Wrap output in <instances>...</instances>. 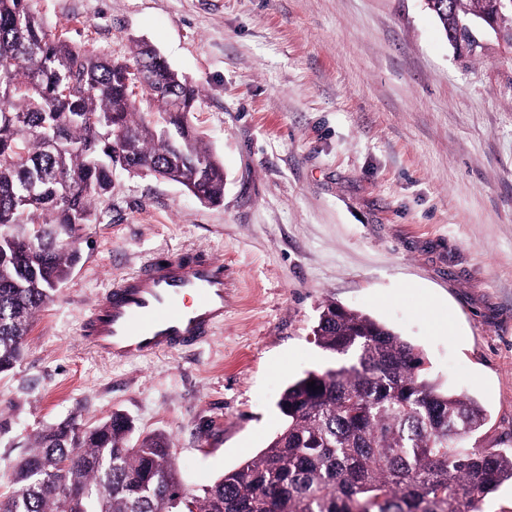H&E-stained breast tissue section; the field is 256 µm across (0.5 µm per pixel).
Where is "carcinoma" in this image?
I'll use <instances>...</instances> for the list:
<instances>
[{
  "label": "carcinoma",
  "mask_w": 512,
  "mask_h": 512,
  "mask_svg": "<svg viewBox=\"0 0 512 512\" xmlns=\"http://www.w3.org/2000/svg\"><path fill=\"white\" fill-rule=\"evenodd\" d=\"M502 2L426 0L457 50L460 23L483 17H501L512 43ZM136 82L157 112L136 110ZM199 95L149 49L136 47L129 62L89 53L30 0H0V373L18 362L34 315L80 261L59 240L97 221L115 166L222 201L223 166L188 123ZM114 123L127 140L119 153ZM313 336L347 362L290 383L280 432L202 494L182 491L167 436L131 446L133 422L114 412L90 427L43 428L13 465L0 512H481L488 494L512 482V452L466 444L484 426V408L442 388L395 330L329 301ZM60 471L81 491L64 505L53 481Z\"/></svg>",
  "instance_id": "carcinoma-1"
}]
</instances>
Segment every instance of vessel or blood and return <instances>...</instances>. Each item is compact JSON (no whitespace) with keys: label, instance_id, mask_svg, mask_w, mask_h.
Returning a JSON list of instances; mask_svg holds the SVG:
<instances>
[{"label":"vessel or blood","instance_id":"obj_1","mask_svg":"<svg viewBox=\"0 0 512 512\" xmlns=\"http://www.w3.org/2000/svg\"><path fill=\"white\" fill-rule=\"evenodd\" d=\"M223 319V265L175 257L117 283L92 308L84 334L108 356L129 359L195 344Z\"/></svg>","mask_w":512,"mask_h":512}]
</instances>
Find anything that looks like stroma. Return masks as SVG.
<instances>
[{
    "mask_svg": "<svg viewBox=\"0 0 512 512\" xmlns=\"http://www.w3.org/2000/svg\"><path fill=\"white\" fill-rule=\"evenodd\" d=\"M58 33L196 84L224 198L118 169L80 263L0 373V494L42 428L127 414L169 437L185 493L266 448L292 379L333 362L326 301L393 327L512 451V49L455 54L424 0H32ZM171 254L225 268L224 322L127 360L82 337L114 281Z\"/></svg>",
    "mask_w": 512,
    "mask_h": 512,
    "instance_id": "35a3bbf8",
    "label": "stroma"
}]
</instances>
